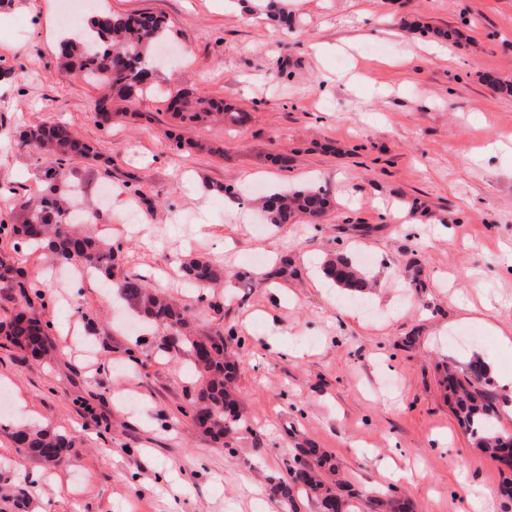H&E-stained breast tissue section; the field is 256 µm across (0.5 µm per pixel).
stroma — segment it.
Here are the masks:
<instances>
[{
	"instance_id": "1",
	"label": "stroma",
	"mask_w": 512,
	"mask_h": 512,
	"mask_svg": "<svg viewBox=\"0 0 512 512\" xmlns=\"http://www.w3.org/2000/svg\"><path fill=\"white\" fill-rule=\"evenodd\" d=\"M105 3L162 17L176 55L154 65V93L102 125L99 87L46 37L62 0H0V223H19L49 186L52 159L18 130L60 122L95 144L103 162L72 165L93 232L120 245L125 276L189 308L197 331L233 328L247 425L213 442L180 412L197 384L186 353L159 354L167 329L131 327L134 311L101 281L0 235L56 347L24 357L0 337V512H281L269 480L313 446L361 490L359 512H372L368 491L391 488L415 512H512L442 384L443 364L476 357L494 382L512 376L492 334L512 331V97L488 82H512V0H287V28L241 0ZM446 27L461 44L433 37ZM179 91L245 119L183 129L210 151L176 147ZM310 181L333 200L321 223L237 219L253 186ZM108 185L116 194L100 198ZM337 255L371 288L325 280ZM194 258L224 270L203 296L183 286ZM19 425L65 434L64 462L16 448Z\"/></svg>"
}]
</instances>
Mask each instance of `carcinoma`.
I'll return each mask as SVG.
<instances>
[{"label":"carcinoma","mask_w":512,"mask_h":512,"mask_svg":"<svg viewBox=\"0 0 512 512\" xmlns=\"http://www.w3.org/2000/svg\"><path fill=\"white\" fill-rule=\"evenodd\" d=\"M165 42L166 26L157 17L135 20L129 14L114 16L102 11L90 18V30L62 41L63 64L87 81L104 87L96 111L107 122L112 118L114 102H128L132 96L149 89L150 70L143 66V56ZM170 108L174 118L183 125L226 119L239 123L243 118L239 112L228 111L222 99H191L181 95L172 99ZM19 141L55 159L49 176L57 182V187L32 207L22 203L25 219L20 224H0V234L15 239L19 246L38 245L47 249L61 262H77L93 268L96 275L116 288L122 299L132 303L145 324L170 330L164 348L177 347L186 352L199 382L195 399L190 408L181 409L182 414L216 441L236 434L243 424V413L234 398L235 364L226 355L224 330L197 331L186 308L118 273V249L86 229H73L69 221L65 195L75 187L71 164L77 158L96 162L101 152L67 126L45 121L20 131ZM329 206L326 194L311 188L274 192L260 200L269 224H288L298 216L317 224ZM182 274L186 280L204 287L218 281L223 271L208 262L191 260L183 265ZM325 274L339 288L362 292L369 287L366 274L345 258L328 262ZM0 284L20 289L26 303V309L0 321V335L25 357L50 355L54 345L49 324L39 318L20 271L2 260ZM445 379L454 413L470 432L475 447L497 464H508L512 459V433L496 427L503 397L488 378L486 365L479 360L465 369L450 365L445 370ZM11 437L35 460L45 463L61 462L72 445L66 436L49 429L18 427ZM288 470L291 480L275 482L271 487L273 496L288 506V512H297L295 495L302 490L317 497L323 512H355L357 496L347 489L346 483L339 478L331 482L324 479L327 473L336 474L332 455L326 450L300 449ZM372 503L378 512H409L410 509L409 502L393 492L385 498H372Z\"/></svg>","instance_id":"cac0c4a2"}]
</instances>
